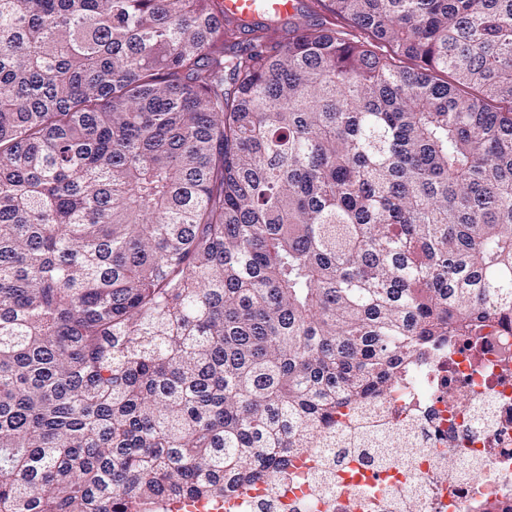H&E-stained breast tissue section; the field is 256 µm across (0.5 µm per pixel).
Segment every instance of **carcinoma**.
<instances>
[{
    "instance_id": "obj_1",
    "label": "carcinoma",
    "mask_w": 512,
    "mask_h": 512,
    "mask_svg": "<svg viewBox=\"0 0 512 512\" xmlns=\"http://www.w3.org/2000/svg\"><path fill=\"white\" fill-rule=\"evenodd\" d=\"M510 325L512 0H0V512L222 502ZM296 4V0H224V13L247 21H268L293 13Z\"/></svg>"
}]
</instances>
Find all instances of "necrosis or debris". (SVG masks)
<instances>
[{
	"label": "necrosis or debris",
	"mask_w": 512,
	"mask_h": 512,
	"mask_svg": "<svg viewBox=\"0 0 512 512\" xmlns=\"http://www.w3.org/2000/svg\"><path fill=\"white\" fill-rule=\"evenodd\" d=\"M228 512H512V329L438 346Z\"/></svg>",
	"instance_id": "necrosis-or-debris-1"
}]
</instances>
